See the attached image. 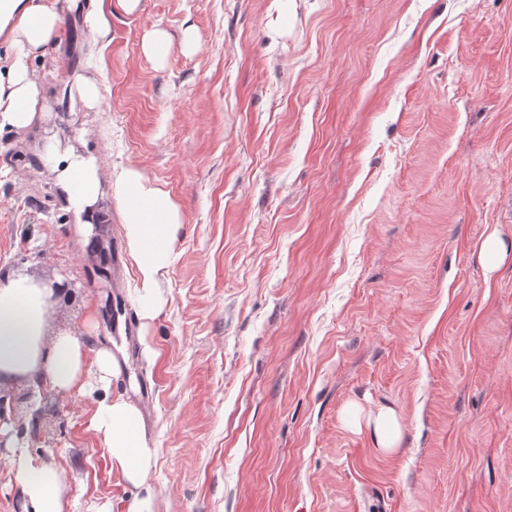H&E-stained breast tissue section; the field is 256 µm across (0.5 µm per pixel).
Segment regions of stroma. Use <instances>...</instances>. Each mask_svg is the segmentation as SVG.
Instances as JSON below:
<instances>
[{
    "label": "stroma",
    "instance_id": "35a3bbf8",
    "mask_svg": "<svg viewBox=\"0 0 512 512\" xmlns=\"http://www.w3.org/2000/svg\"><path fill=\"white\" fill-rule=\"evenodd\" d=\"M32 64L41 120L0 131V283L67 280L51 333L131 343L118 391L154 382L153 512H512V0H58ZM171 38L158 60L151 32ZM91 81L101 98L81 101ZM94 160L119 278L47 146ZM178 204L143 318L121 170ZM131 315L133 340L105 308ZM5 405L64 512H127L135 490L90 429L99 392L43 384ZM401 412L381 454L344 408ZM510 247L498 235L491 233L480 245L479 257L485 269L489 272L496 270L506 259Z\"/></svg>",
    "mask_w": 512,
    "mask_h": 512
}]
</instances>
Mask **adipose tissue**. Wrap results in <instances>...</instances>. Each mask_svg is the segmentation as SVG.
<instances>
[{
    "label": "adipose tissue",
    "mask_w": 512,
    "mask_h": 512,
    "mask_svg": "<svg viewBox=\"0 0 512 512\" xmlns=\"http://www.w3.org/2000/svg\"><path fill=\"white\" fill-rule=\"evenodd\" d=\"M59 23L57 0H0V35L10 48L0 67V128L21 129L35 122L42 109L41 92L29 64L43 56L57 38ZM60 175L66 190L79 202L96 196L93 162L65 157ZM120 188L122 193L134 195L125 209L126 237L141 282V311L150 317L159 306L156 285L170 262L180 211L168 193L151 186L137 170H123ZM56 294V289L40 287L22 276L0 285V388L8 390L21 383L35 387L44 378L65 392L84 388L86 369L78 340L64 334L53 344L45 342L47 303ZM95 373L98 388L107 396L98 404L91 427L102 437L113 469L144 490L142 496L131 500L127 512H151L152 498L145 487L156 451L146 437L139 407L125 395L109 393L113 380L121 374L112 349L97 351ZM349 420L365 429L382 453L393 454L403 442V423L392 409L365 415L355 409ZM13 471L23 489L24 512H62L63 478L56 466L34 464L18 445Z\"/></svg>",
    "instance_id": "obj_1"
}]
</instances>
